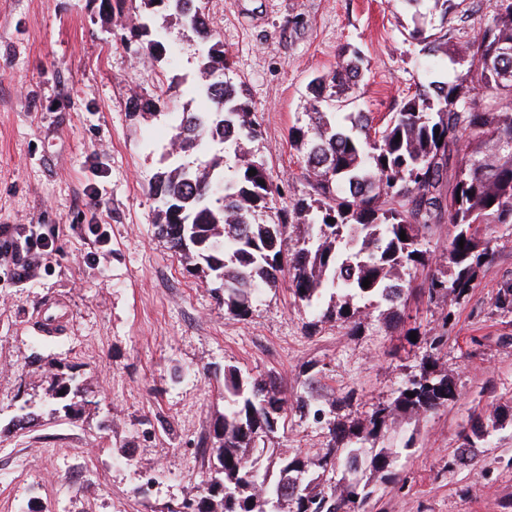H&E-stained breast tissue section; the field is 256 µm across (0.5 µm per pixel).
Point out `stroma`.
<instances>
[{"label": "stroma", "mask_w": 512, "mask_h": 512, "mask_svg": "<svg viewBox=\"0 0 512 512\" xmlns=\"http://www.w3.org/2000/svg\"><path fill=\"white\" fill-rule=\"evenodd\" d=\"M205 15L259 124L248 149L279 208L308 190L288 135L310 80L335 68L342 47L364 57L350 111L391 116L428 81L403 0H206ZM140 21L133 0H0V240L20 224L53 237L29 279L0 270V512H174L206 486L226 366L275 376L290 393L350 397L337 418L362 417L392 400L426 333L443 329L457 395L394 421L396 478L377 482L363 512H512V426L490 431L474 467L448 466L471 417L512 406V312L494 305L512 283V227L485 229L494 261L468 299L410 305L414 340L373 315L354 335L314 323L284 276L247 316L227 314L220 282L158 235L150 189L178 162L179 113L208 106L191 91L200 40L157 14L166 52L153 60L131 37ZM146 99L155 108H137ZM91 191L99 210L87 206ZM52 302L66 326L48 339L38 322ZM51 369L78 379L79 410L53 398ZM23 404L37 420L19 430L10 421ZM328 440L326 425L296 416L277 438L309 453Z\"/></svg>", "instance_id": "obj_1"}]
</instances>
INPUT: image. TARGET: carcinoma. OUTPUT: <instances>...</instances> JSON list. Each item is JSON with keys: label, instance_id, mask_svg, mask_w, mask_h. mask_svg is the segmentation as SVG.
Returning <instances> with one entry per match:
<instances>
[{"label": "carcinoma", "instance_id": "obj_1", "mask_svg": "<svg viewBox=\"0 0 512 512\" xmlns=\"http://www.w3.org/2000/svg\"><path fill=\"white\" fill-rule=\"evenodd\" d=\"M402 2L413 11L408 36L422 44L426 69L436 74L451 61L460 72L417 87L377 126L365 112H342L338 91L355 83L362 63L360 51L344 50L332 75L311 81L308 121L290 131L311 193L277 220L258 223L252 217L273 198L263 163L243 149L259 135L258 125L243 92L226 80L229 63L204 22L202 0H140L145 20L133 37L148 38L151 57L166 52L151 28L157 8L172 12L203 43L204 82L194 90L213 107L182 113L175 144L183 153L212 144L234 148L235 163L221 177L218 196L220 156L203 166L180 163L156 174L150 185L159 200L158 234L194 269L220 280L227 313L248 315L261 288L286 272L294 298L315 307L322 321L357 332L363 324L354 304L359 300L382 307L385 323L399 327L415 292L458 302L490 270L494 252L481 226L512 225V0H495L479 31L465 40L448 29L455 0ZM429 14L439 17L437 34L426 33ZM251 169L256 175H248ZM294 224L304 230L285 252L283 236ZM437 224L453 228L448 270L417 290L414 275L433 262L426 234ZM367 279L371 284L364 288ZM442 340L429 341L389 404L349 422L328 418L347 403L345 397L322 406L307 391L288 396L272 376L244 377L234 366L225 368L224 415L213 425L208 487L170 512H359L374 493L373 478L395 476L391 453L376 447L388 424L399 414L418 418L455 398L456 385L439 364ZM290 414L325 423L327 447L314 455L275 447ZM507 422V412L489 425L473 418L448 467L475 463L474 448L489 429ZM338 470L342 477L334 482Z\"/></svg>", "mask_w": 512, "mask_h": 512}]
</instances>
